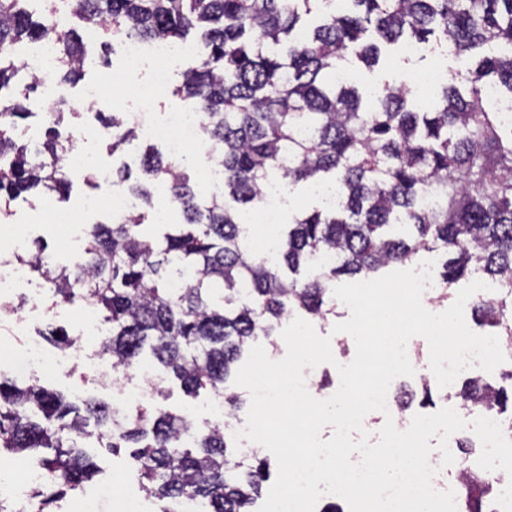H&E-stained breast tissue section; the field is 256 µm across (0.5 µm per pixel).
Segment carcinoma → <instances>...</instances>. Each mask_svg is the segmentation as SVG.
Masks as SVG:
<instances>
[{"instance_id": "1", "label": "carcinoma", "mask_w": 512, "mask_h": 512, "mask_svg": "<svg viewBox=\"0 0 512 512\" xmlns=\"http://www.w3.org/2000/svg\"><path fill=\"white\" fill-rule=\"evenodd\" d=\"M0 0V207L39 186L64 201L71 181L61 165L73 141L61 139L65 112L47 121L45 139L29 143L21 122L41 86L25 72L17 48L45 41L57 51V85L84 75L80 31L114 41L185 40L197 33L201 51L173 94L204 114L203 134L223 168V185L201 201L184 172L185 158L152 148L143 172L166 184L184 223L146 234L152 193L115 184L141 199L116 224H95L78 266L54 268L42 254L20 258L41 273L54 301H91L112 337L103 354L115 367L139 365L144 348L170 369L184 392L224 390L247 344L272 336L292 309L325 318L335 309L332 283L340 276L369 279L424 250L450 255L440 271L451 285L472 271L502 289L477 301L472 318L512 337V127L500 120L485 90L512 101V0ZM419 42L446 56L480 51L468 95L454 81L439 102H423L404 81H388L372 102L337 78L354 62L376 65L385 45ZM117 152L138 138L120 112L98 113ZM333 177L334 206L292 217L275 242L279 264L256 258L246 242L245 212L265 206L270 180L288 186L325 185ZM435 196L431 207L423 204ZM333 253L335 264L314 258ZM288 274L282 273V268ZM509 385L471 379L456 393L459 412L477 404L504 413ZM102 447L130 449L141 490L177 505L191 499L207 512H252L269 476L266 459L231 462L232 439L216 425L195 432L191 414L143 405L119 414L95 399L84 409L35 383L0 379V450L36 456L49 486L76 489L95 463L82 448L89 421ZM457 459L469 491L463 512H485L494 484L470 469L469 442Z\"/></svg>"}]
</instances>
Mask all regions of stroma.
Instances as JSON below:
<instances>
[{
    "mask_svg": "<svg viewBox=\"0 0 512 512\" xmlns=\"http://www.w3.org/2000/svg\"><path fill=\"white\" fill-rule=\"evenodd\" d=\"M436 65L455 75L457 85L462 87L466 84L467 70L472 65V59L468 56L443 58L424 50L411 56L394 51L386 57L382 66L373 69L359 67L356 71V83L364 94L370 95L381 90L384 82L390 80L394 74L413 75ZM122 66L120 46L113 45L105 49L99 41L89 42L84 81L88 84L99 82L105 85L107 97L99 102L100 110H138L139 90L141 86L149 83L151 67L143 64L134 71L126 72ZM97 127L95 118L85 110L75 116H66L61 134L84 140L95 162H109L116 167L125 164L131 168L133 177H140L141 155L148 144L147 139L139 138L131 145L113 153L110 152L107 141L99 137ZM71 181L70 198L63 202L38 191L21 195L12 203L10 216L0 219V234L4 235L15 229L22 230L30 250L44 248L46 253L54 255L57 264H69L70 247L85 248L92 225L107 224L112 220L106 209H87L83 206L88 198L108 196L111 192L108 185L88 184L81 174L72 176ZM284 197L285 203L278 223L268 224L265 218L260 216L257 217L255 224L250 225L248 244L254 253L259 254L263 251L260 238L264 232L280 233L282 224L288 223L292 214L299 210L314 209L317 205L316 198L302 184L286 187ZM55 209L76 212L75 224L69 225L68 229H60L51 215ZM28 278L30 289L39 293L37 306L31 312L32 325L27 330L20 328L15 317L0 314V347L17 346L28 337L39 336L48 349H55L56 344L53 338L49 337L48 331L59 327L67 333L71 341L77 342L87 351H97L103 342L102 337L89 332L82 325L85 300L77 298L69 303L53 304L40 275L32 271L29 272ZM36 381L67 398L71 397L74 389L80 388L86 396L107 402L112 399L111 388L105 387L97 377L80 367L63 366L38 374ZM162 387L164 395L160 397L159 402L165 408L173 412L190 411L196 427L200 430H207L213 425L214 419L208 412V402L211 398L209 392H200L195 397L188 396L181 389L179 382L167 373L162 376ZM88 453L97 465V472L92 478L93 484L122 479L128 487L138 488V465L130 458L128 451L124 450L115 455L94 443L91 444Z\"/></svg>",
    "mask_w": 512,
    "mask_h": 512,
    "instance_id": "1",
    "label": "stroma"
}]
</instances>
